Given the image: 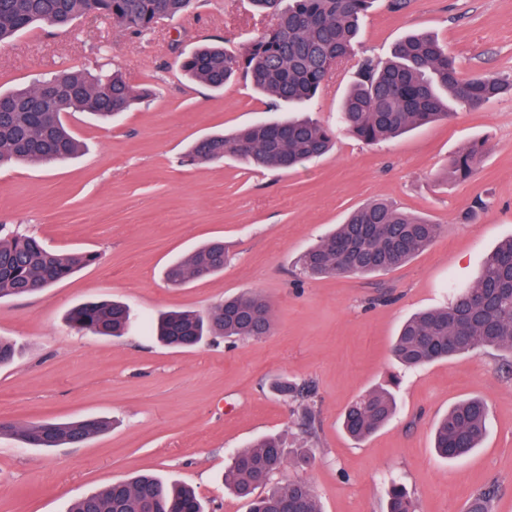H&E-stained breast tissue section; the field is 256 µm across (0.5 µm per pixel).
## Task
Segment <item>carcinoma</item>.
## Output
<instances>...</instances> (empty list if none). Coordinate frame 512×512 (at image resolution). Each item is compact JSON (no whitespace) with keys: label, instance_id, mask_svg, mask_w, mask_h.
<instances>
[{"label":"carcinoma","instance_id":"carcinoma-1","mask_svg":"<svg viewBox=\"0 0 512 512\" xmlns=\"http://www.w3.org/2000/svg\"><path fill=\"white\" fill-rule=\"evenodd\" d=\"M271 24L243 51L205 44L180 59L179 68L191 80L219 90L234 76L248 77L274 101L288 105L312 103L329 75L355 55L359 23L374 0H250ZM192 0H0V42L36 23L65 28L93 14L112 20L132 34L152 30L159 19L186 11ZM57 89L56 101L43 100V85ZM512 89V83L492 75L460 76L455 59L435 37L410 33L398 41L386 61L359 58L353 80L340 105L343 130L366 145H377L412 129L448 118L456 108L476 109ZM142 95L121 74L88 76L61 70L30 88L0 92V165L14 162L55 164L81 149L65 114L86 112L101 120L114 117L112 108L130 109ZM336 130L304 116L257 121L231 134H213L194 142L188 165L234 157L255 167L289 170L328 153ZM484 144L474 143L456 153L448 175L468 179L479 167ZM441 225L407 214L374 199L354 209L346 221L306 250L300 258L310 278L345 274L369 276L399 268L432 243ZM228 252L224 240L213 239L172 263L166 280L178 287L198 274L211 276L224 269ZM93 251L57 252L31 232L0 224V298L21 297L69 278L96 263ZM127 306L117 301H91L73 309L68 323L78 332L119 337L129 323ZM273 328L271 307L258 293L225 300L201 315L192 311L161 314L154 331L172 348H192L213 337L254 339ZM512 352V238L502 242L484 261L468 288L455 290L448 304L423 310L401 326L392 344L394 358L416 369L455 355L484 349ZM277 394L301 402L302 425L311 432L315 419L313 391L288 381L273 385ZM395 398L385 389L366 392L349 404L342 425L349 437L363 441L395 413ZM487 406L469 398L452 406L435 428L434 448L446 459L467 456L486 435ZM106 422L87 418L57 423L24 424L0 421V433L37 448L83 444L104 431ZM287 457L281 441L265 436L237 450L224 485L250 500L249 512H321L311 487L289 482L267 487L256 484L260 471L280 470ZM496 490L475 495L470 512H493ZM181 512H205L194 490L140 474L85 494L69 512H160V502ZM388 512H415L407 489L392 484L387 490Z\"/></svg>","mask_w":512,"mask_h":512}]
</instances>
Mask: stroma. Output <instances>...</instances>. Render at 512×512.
<instances>
[{
	"instance_id": "1",
	"label": "stroma",
	"mask_w": 512,
	"mask_h": 512,
	"mask_svg": "<svg viewBox=\"0 0 512 512\" xmlns=\"http://www.w3.org/2000/svg\"><path fill=\"white\" fill-rule=\"evenodd\" d=\"M268 23L249 0H196L139 36L84 16L0 44L1 91L63 68H105L146 94L108 124L72 114L83 144L74 158L0 168V224L24 225L53 250L103 255L45 291L0 299V336L19 347L0 367V421L110 422L81 446L33 448L0 434V512H67L78 497L147 471L193 486L216 512H247L225 490L224 469L236 449L265 434L283 436L289 450L309 449L307 463L288 460L272 480L307 483L322 512H385L394 480L416 512H467L487 485L497 489L494 512H512V377L501 371L512 354L489 349L411 371L390 352L406 319L473 284L512 237V90L380 145L339 135L332 152L288 172L231 159L183 164L193 140L267 117L269 98L241 78L212 91L189 80L178 59L205 42L242 51ZM360 27L355 57L312 107L324 125L336 126L358 57L388 58L412 30L447 45L463 76L512 81V0H409L398 12L375 0ZM476 141L485 152L474 175L444 180L450 157ZM374 197L426 216L440 234L376 277L300 276V256ZM479 200L485 210L460 223ZM211 238L229 247L223 272L169 287L165 266ZM247 291L271 306L267 336L173 349L150 334L159 312L203 314ZM88 300L126 302L128 334L71 330L68 312ZM284 378L313 387L314 437L301 430L299 403L273 391ZM380 386L396 395L395 417L366 440L351 439L341 426L345 408ZM471 396L488 405L486 439L466 458L442 459L433 427Z\"/></svg>"
}]
</instances>
